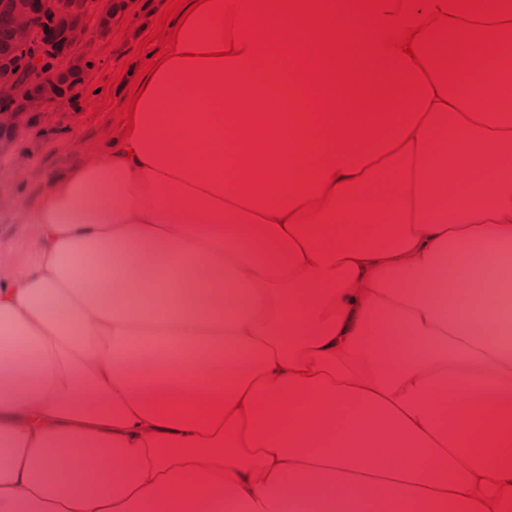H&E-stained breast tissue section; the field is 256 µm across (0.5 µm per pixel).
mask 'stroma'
<instances>
[{"label":"stroma","mask_w":512,"mask_h":512,"mask_svg":"<svg viewBox=\"0 0 512 512\" xmlns=\"http://www.w3.org/2000/svg\"><path fill=\"white\" fill-rule=\"evenodd\" d=\"M167 0H138L129 15L113 18L114 27L123 28V36L104 39L89 34L77 53L94 56L98 71L95 91L85 105L56 102L54 124L37 122L15 139L8 153L0 154V198L36 206L49 183L68 173L84 160V149H92L111 141L118 127L114 111L104 106L105 100L124 101L131 78L140 68L134 60L137 52L152 54L143 40L155 25L154 14ZM116 79V87H108V79Z\"/></svg>","instance_id":"1"}]
</instances>
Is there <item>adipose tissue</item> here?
Wrapping results in <instances>:
<instances>
[{"mask_svg": "<svg viewBox=\"0 0 512 512\" xmlns=\"http://www.w3.org/2000/svg\"><path fill=\"white\" fill-rule=\"evenodd\" d=\"M300 34L209 0L127 139L9 203L0 512H512V37L358 120L269 66ZM259 85L290 107L249 121ZM36 230L31 224H19L8 211L0 212V245L35 257Z\"/></svg>", "mask_w": 512, "mask_h": 512, "instance_id": "1", "label": "adipose tissue"}]
</instances>
